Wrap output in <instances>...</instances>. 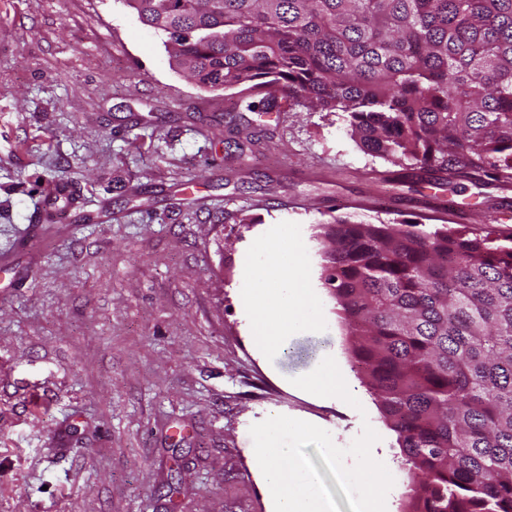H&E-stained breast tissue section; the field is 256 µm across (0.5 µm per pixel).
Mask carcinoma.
<instances>
[{
    "label": "carcinoma",
    "instance_id": "obj_1",
    "mask_svg": "<svg viewBox=\"0 0 512 512\" xmlns=\"http://www.w3.org/2000/svg\"><path fill=\"white\" fill-rule=\"evenodd\" d=\"M193 82L345 112L371 155L512 181V0H124ZM178 32L192 40H173ZM325 284L409 512H512V234L325 226Z\"/></svg>",
    "mask_w": 512,
    "mask_h": 512
}]
</instances>
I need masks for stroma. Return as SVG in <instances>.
<instances>
[{
  "mask_svg": "<svg viewBox=\"0 0 512 512\" xmlns=\"http://www.w3.org/2000/svg\"><path fill=\"white\" fill-rule=\"evenodd\" d=\"M187 79L165 36L123 0H0V253L37 223L58 183L79 193L73 230L47 242L29 283L0 273V512H268L250 427L311 422L347 447L363 424L396 475V435L363 384L324 283V223L407 221L512 233V182L365 153L342 112L288 109ZM288 227L330 328L258 355L242 309L245 262ZM340 355L360 416L292 378Z\"/></svg>",
  "mask_w": 512,
  "mask_h": 512,
  "instance_id": "obj_1",
  "label": "stroma"
}]
</instances>
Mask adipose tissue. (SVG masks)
<instances>
[{"label": "adipose tissue", "instance_id": "obj_1", "mask_svg": "<svg viewBox=\"0 0 512 512\" xmlns=\"http://www.w3.org/2000/svg\"><path fill=\"white\" fill-rule=\"evenodd\" d=\"M287 250L302 253L300 243L282 236L260 247L246 265L241 299L247 314L257 317L254 346L261 353L271 346L284 348L291 336L306 328L325 325L318 304L304 292L298 267L284 259Z\"/></svg>", "mask_w": 512, "mask_h": 512}]
</instances>
